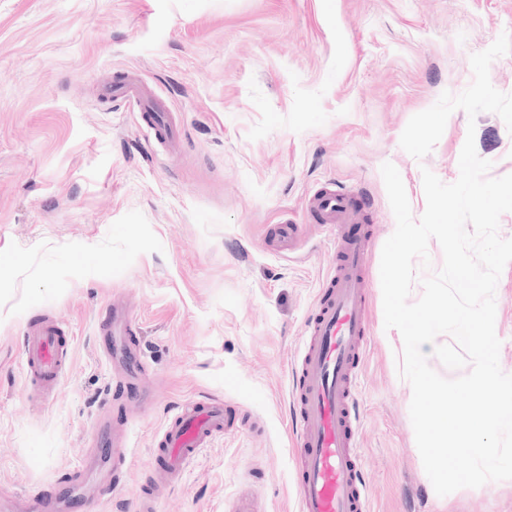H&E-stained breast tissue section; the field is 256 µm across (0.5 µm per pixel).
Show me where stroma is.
<instances>
[{"mask_svg": "<svg viewBox=\"0 0 512 512\" xmlns=\"http://www.w3.org/2000/svg\"><path fill=\"white\" fill-rule=\"evenodd\" d=\"M505 32L512 0H0V498L73 483L94 422L112 415L132 457L97 512H135L178 406L220 398L252 426L155 487V512H232L247 487L256 512H299L292 363L336 263V230L308 201L332 181L360 195L372 243L358 384L372 512H512V480L435 493L380 282L396 228L384 163L416 219L423 169L454 183L468 126L489 177L512 174V132L492 112L455 110L423 159L400 146L409 119L464 91L471 55ZM122 70L177 113L178 157L136 106L101 95ZM285 222L300 233L289 254L273 242ZM115 300L141 328L132 383L101 353ZM495 303L512 374V263ZM40 316L72 339L47 398L24 376L23 333Z\"/></svg>", "mask_w": 512, "mask_h": 512, "instance_id": "obj_1", "label": "stroma"}]
</instances>
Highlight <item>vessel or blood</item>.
Masks as SVG:
<instances>
[{"instance_id":"b4317fda","label":"vessel or blood","mask_w":512,"mask_h":512,"mask_svg":"<svg viewBox=\"0 0 512 512\" xmlns=\"http://www.w3.org/2000/svg\"><path fill=\"white\" fill-rule=\"evenodd\" d=\"M116 97L138 107L157 139L173 143L177 127L163 99L136 72H125L107 87ZM309 212L321 224L338 225L336 266L321 285L322 298L306 329L303 349L295 363V413L301 431L297 437L296 495L299 512H369L359 451L361 416L356 400L360 355L369 334L364 288L369 241L355 232L362 206L336 184L314 192ZM110 343L106 355L125 380L138 379L141 361L132 348L139 325L130 310L113 303L106 314ZM25 374L42 391H50L66 369L68 347L64 329L48 319L31 322L23 338ZM237 414L219 400L184 404L163 433L155 475L175 478L220 433L233 431ZM96 450L82 468L95 474L104 452H111L115 468L130 456L125 429L106 423L95 430ZM91 512L89 494L77 500L18 498L14 512H70L72 506Z\"/></svg>"}]
</instances>
